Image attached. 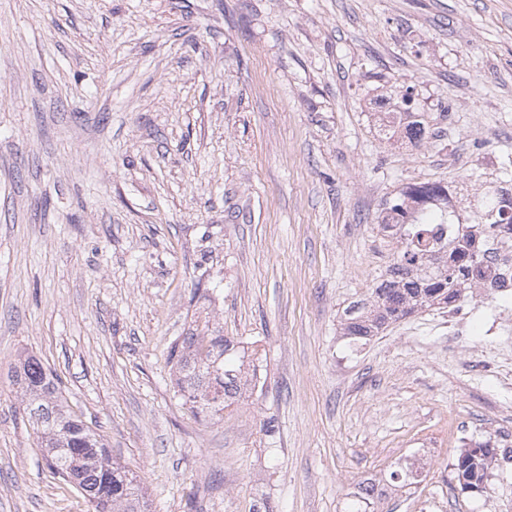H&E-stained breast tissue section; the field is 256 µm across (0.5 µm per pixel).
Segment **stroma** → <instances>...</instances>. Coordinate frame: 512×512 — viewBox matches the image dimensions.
Returning <instances> with one entry per match:
<instances>
[{
  "instance_id": "obj_1",
  "label": "stroma",
  "mask_w": 512,
  "mask_h": 512,
  "mask_svg": "<svg viewBox=\"0 0 512 512\" xmlns=\"http://www.w3.org/2000/svg\"><path fill=\"white\" fill-rule=\"evenodd\" d=\"M409 85L417 147L377 124ZM509 157L512 0H0V512H92L9 379L28 355L150 512H345L425 438L378 512H512V465L484 493L452 470L512 445V299L340 333L394 257L386 201L476 202ZM203 320L262 356L208 421L167 360ZM498 447V444L488 437L461 451L453 464V473L462 491L479 493L488 487V471L497 460L500 450Z\"/></svg>"
}]
</instances>
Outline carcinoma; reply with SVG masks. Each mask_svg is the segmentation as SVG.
<instances>
[{"label":"carcinoma","instance_id":"1","mask_svg":"<svg viewBox=\"0 0 512 512\" xmlns=\"http://www.w3.org/2000/svg\"><path fill=\"white\" fill-rule=\"evenodd\" d=\"M410 122L405 137L417 144L431 128L422 113L405 112ZM497 185L480 195L479 221L468 224L448 209V186L436 182L409 183L387 202L380 228L392 232L399 243L394 262L371 289L368 300L346 310L342 335L368 339L389 325L424 308H446L467 295L459 278L483 282L482 225L496 231L512 229V194L502 187L512 184L505 167ZM440 224L458 225L455 246L441 252ZM256 358L250 357L226 336H185L174 340L168 362L176 373V386L193 413L221 412L249 392L248 379L257 378ZM22 393L23 411L37 433L38 447L49 469L75 483L94 506V512H148L136 478L109 455L104 438L74 415L57 393L42 365L26 357L14 370ZM498 444L488 437L461 451L453 464L454 479L463 491L487 488L488 471L498 455ZM380 493L369 482L359 483L346 512H376Z\"/></svg>","mask_w":512,"mask_h":512}]
</instances>
